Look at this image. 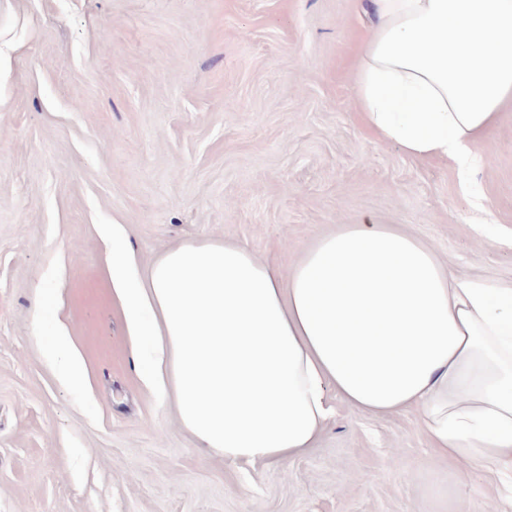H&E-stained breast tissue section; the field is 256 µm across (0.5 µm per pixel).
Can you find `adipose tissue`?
Returning <instances> with one entry per match:
<instances>
[{
  "instance_id": "adipose-tissue-1",
  "label": "adipose tissue",
  "mask_w": 512,
  "mask_h": 512,
  "mask_svg": "<svg viewBox=\"0 0 512 512\" xmlns=\"http://www.w3.org/2000/svg\"><path fill=\"white\" fill-rule=\"evenodd\" d=\"M367 5L354 79L366 128L469 173L512 97V0ZM111 276L144 346L142 377L174 395L182 427L227 463L288 462L341 402L376 416L417 409L441 458L512 470V282L457 279L390 224L341 225L285 278L213 241L169 249L144 272L116 230ZM43 356L80 386L68 336Z\"/></svg>"
}]
</instances>
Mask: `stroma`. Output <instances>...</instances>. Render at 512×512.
Listing matches in <instances>:
<instances>
[{
  "instance_id": "stroma-1",
  "label": "stroma",
  "mask_w": 512,
  "mask_h": 512,
  "mask_svg": "<svg viewBox=\"0 0 512 512\" xmlns=\"http://www.w3.org/2000/svg\"><path fill=\"white\" fill-rule=\"evenodd\" d=\"M367 0H0V512H512V474L447 464L419 413L338 405L287 463L230 465L142 379L101 236L142 268L195 240L288 274L342 224H395L457 277L512 281V102L468 179L374 137ZM46 292L83 366L35 328ZM45 360L58 368L63 381L71 387H79L83 378V369L72 348L68 336L60 333L44 346Z\"/></svg>"
}]
</instances>
